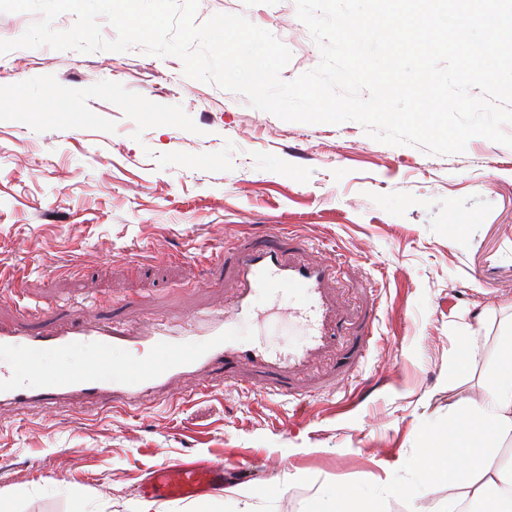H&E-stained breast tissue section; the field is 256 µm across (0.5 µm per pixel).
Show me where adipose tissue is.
Segmentation results:
<instances>
[{
	"instance_id": "adipose-tissue-1",
	"label": "adipose tissue",
	"mask_w": 512,
	"mask_h": 512,
	"mask_svg": "<svg viewBox=\"0 0 512 512\" xmlns=\"http://www.w3.org/2000/svg\"><path fill=\"white\" fill-rule=\"evenodd\" d=\"M498 365L484 402L426 436L420 457L424 484L444 481L449 504L464 496L484 512H512V465H492L502 435L512 432V339L503 344Z\"/></svg>"
}]
</instances>
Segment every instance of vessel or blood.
<instances>
[{"label":"vessel or blood","instance_id":"1","mask_svg":"<svg viewBox=\"0 0 512 512\" xmlns=\"http://www.w3.org/2000/svg\"><path fill=\"white\" fill-rule=\"evenodd\" d=\"M224 260L234 267L236 281L232 298L220 315L206 310L180 320L162 319L147 335L136 333L120 321H91L80 309L51 333L33 331L22 321L0 325V349H21L24 358L32 361L50 351L93 353L120 346L147 351L157 359V367L151 372L128 368L105 378L83 370H68L44 385L18 379L0 369V396L18 405L36 403L49 407L71 396L94 397L106 392L111 394L113 404L136 412L174 377L208 367L223 370L230 380L242 364L261 368L260 389L292 391L293 384L286 381L283 368L302 364L316 351L338 342L330 326L333 307L325 291L331 266L288 260L281 244L274 240L234 248L225 253ZM276 288L288 289L300 299V307L285 309L282 316L304 321L306 340L285 353L262 345L240 348L236 337L255 312V296ZM224 481V465L220 462L165 464L150 472L140 492L162 499H187L220 490Z\"/></svg>","mask_w":512,"mask_h":512}]
</instances>
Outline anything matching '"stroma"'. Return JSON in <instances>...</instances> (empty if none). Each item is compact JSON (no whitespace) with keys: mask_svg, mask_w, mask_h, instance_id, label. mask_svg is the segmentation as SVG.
I'll return each instance as SVG.
<instances>
[{"mask_svg":"<svg viewBox=\"0 0 512 512\" xmlns=\"http://www.w3.org/2000/svg\"><path fill=\"white\" fill-rule=\"evenodd\" d=\"M217 13L278 38L284 80L321 60L296 0H198L193 22ZM271 234L333 267L340 335L359 336L377 303L365 358L315 353L292 368L291 396L261 391L243 365L234 381L173 379L136 413L106 395L25 412L1 402L13 512H182L139 486L195 461L237 466L226 484L255 490L252 512H306L326 487L374 512H442L447 484L424 487L414 460L422 432L484 398L512 331V148L474 137L434 155L353 121L287 122L138 47L0 55L1 324L48 332L88 300L89 316L146 334L223 308L225 248Z\"/></svg>","mask_w":512,"mask_h":512,"instance_id":"obj_1","label":"stroma"}]
</instances>
